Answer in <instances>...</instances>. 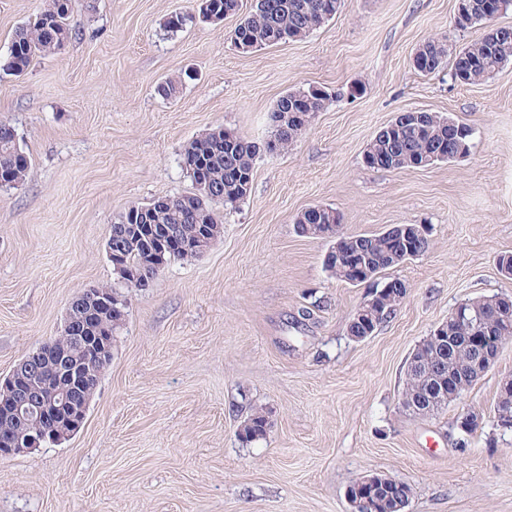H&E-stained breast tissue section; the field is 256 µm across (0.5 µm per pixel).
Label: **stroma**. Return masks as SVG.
I'll use <instances>...</instances> for the list:
<instances>
[{
    "label": "stroma",
    "instance_id": "obj_1",
    "mask_svg": "<svg viewBox=\"0 0 512 512\" xmlns=\"http://www.w3.org/2000/svg\"><path fill=\"white\" fill-rule=\"evenodd\" d=\"M457 2L342 0L307 37L244 52L237 16L205 21L197 0H70L72 39L13 76L11 40L44 0H0V121L31 159L0 188V376L61 334L87 288L127 299L84 426L0 459V512H352L349 485L374 473L411 486L405 512H512V431L494 412L512 341L459 401L400 406L413 350L452 308L512 295L496 264L512 253V63L478 85L411 65L429 39L455 51L483 33L453 29ZM308 87L330 102L288 152L258 158L244 202L214 203L211 247L128 286L106 252L118 215L192 193L189 141L217 127L262 141L278 99ZM411 110L472 127L469 152L367 167L376 132ZM314 205L349 236L428 228L425 253L379 275L408 291L366 340L348 334L366 287L327 271L331 241L296 231ZM256 409L271 426L242 443ZM428 398H429V403H428V405L426 403H424V407H423V404L417 403L414 400V398L413 399L412 398L411 399L403 398L400 401V405L403 409L412 411L415 414L428 415L431 413L433 408L436 407L437 404L441 403L444 399L448 398V393H445V391L443 389H440V391H439V389L436 388L435 390L432 391L431 395H429ZM448 404H450V403H448V400H447V402H444V403L440 404L439 406H437L435 410L442 408V406H447Z\"/></svg>",
    "mask_w": 512,
    "mask_h": 512
}]
</instances>
